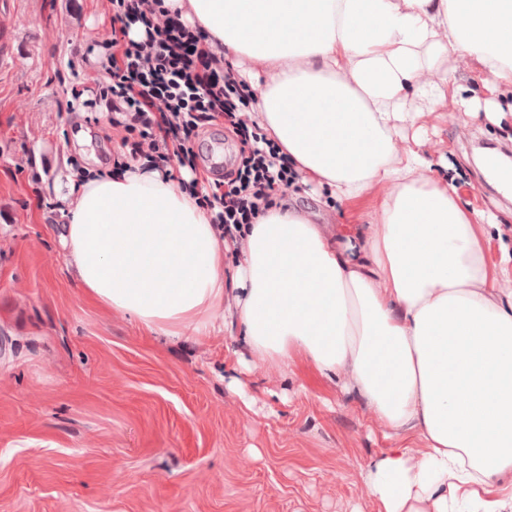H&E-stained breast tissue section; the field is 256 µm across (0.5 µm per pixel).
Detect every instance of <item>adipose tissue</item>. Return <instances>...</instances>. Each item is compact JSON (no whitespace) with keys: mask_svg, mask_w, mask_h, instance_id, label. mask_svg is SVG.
I'll return each instance as SVG.
<instances>
[{"mask_svg":"<svg viewBox=\"0 0 512 512\" xmlns=\"http://www.w3.org/2000/svg\"><path fill=\"white\" fill-rule=\"evenodd\" d=\"M225 59L266 68L255 109L301 181L377 192L362 261L295 208L227 245L163 170L80 184L64 244L97 304L170 338L225 327L258 359L344 377L398 441L367 471L377 512H512V289L476 214L416 151L396 155L411 97L454 77L453 52L512 86V0H172ZM422 449L412 455L407 435Z\"/></svg>","mask_w":512,"mask_h":512,"instance_id":"obj_1","label":"adipose tissue"}]
</instances>
